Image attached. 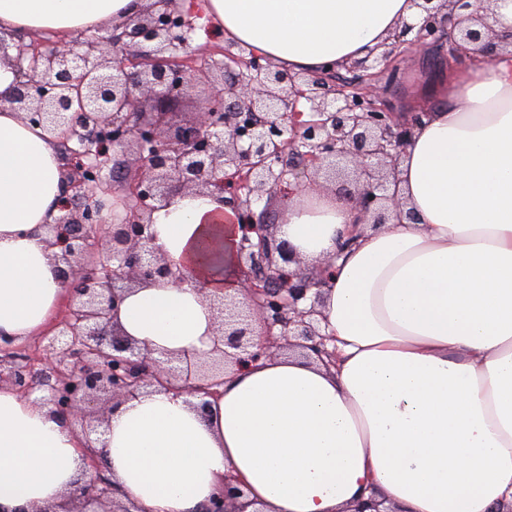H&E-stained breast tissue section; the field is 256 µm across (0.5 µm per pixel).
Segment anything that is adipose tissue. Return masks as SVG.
Listing matches in <instances>:
<instances>
[{
    "instance_id": "1",
    "label": "adipose tissue",
    "mask_w": 512,
    "mask_h": 512,
    "mask_svg": "<svg viewBox=\"0 0 512 512\" xmlns=\"http://www.w3.org/2000/svg\"><path fill=\"white\" fill-rule=\"evenodd\" d=\"M143 0H0V28L72 36ZM227 43L291 70L363 55L410 0H207ZM429 115L400 159L414 223L372 231L351 205L303 189L279 202L278 239L331 260L335 364L266 358L225 376L208 414L188 396L137 395L109 414L101 464L141 512H200L227 475L267 512H343L371 490L400 512H495L512 500V58L437 69ZM61 160L44 131L0 106V336L41 330L65 290L41 235L58 216ZM155 243L187 278L123 301L119 324L157 351L204 352V293H233L236 228L208 198L154 215ZM81 437L0 387V512L62 503L84 468Z\"/></svg>"
}]
</instances>
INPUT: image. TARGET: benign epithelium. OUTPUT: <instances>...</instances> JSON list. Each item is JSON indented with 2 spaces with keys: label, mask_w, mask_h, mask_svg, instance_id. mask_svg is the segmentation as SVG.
I'll list each match as a JSON object with an SVG mask.
<instances>
[{
  "label": "benign epithelium",
  "mask_w": 512,
  "mask_h": 512,
  "mask_svg": "<svg viewBox=\"0 0 512 512\" xmlns=\"http://www.w3.org/2000/svg\"><path fill=\"white\" fill-rule=\"evenodd\" d=\"M412 2L417 22L397 24L365 56L326 71L284 69L245 45L213 67L199 68L189 55L177 60L200 18L179 0H146L122 23L47 52L1 30L0 60L14 67L15 82L0 105L66 148L60 215L42 230L67 299L36 355L0 366V385L51 407L90 443L104 435L109 408L138 393L196 397L203 411L246 361L288 351L333 360L322 332L327 278L305 273L253 206L334 183L357 224L377 230L416 220L398 163L427 112H398L388 96L401 52L445 45L450 64L512 55V17L502 13L512 0ZM192 89L204 106L177 125L166 106ZM188 195L217 201L241 232L232 251L239 288L205 295L217 324L209 351L155 354L124 334L118 313L136 286L185 281L154 246L151 226L156 211ZM101 471L89 454L67 501L140 512L130 498H111ZM251 506L226 475L204 512H263ZM347 512L398 510L370 499Z\"/></svg>",
  "instance_id": "obj_1"
}]
</instances>
